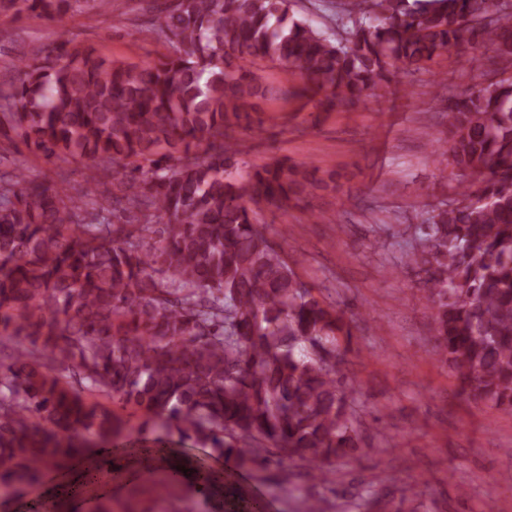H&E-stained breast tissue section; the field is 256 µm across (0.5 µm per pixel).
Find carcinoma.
Listing matches in <instances>:
<instances>
[{
  "label": "carcinoma",
  "mask_w": 512,
  "mask_h": 512,
  "mask_svg": "<svg viewBox=\"0 0 512 512\" xmlns=\"http://www.w3.org/2000/svg\"><path fill=\"white\" fill-rule=\"evenodd\" d=\"M85 3L0 0V15L60 19ZM157 60H112L62 42L21 58L0 86V153L24 145L84 170L89 202L0 172V491L38 485L93 444L114 452L141 415L243 468L332 482L361 447L344 368L356 315L318 299L255 210L309 194L304 164L235 177L233 137L273 94L252 71L304 79L296 101L324 112L445 53L497 79L451 102V202L429 212L407 254L458 393L512 413V0H338L342 32L290 14L288 0H151ZM187 475L152 479L168 500Z\"/></svg>",
  "instance_id": "carcinoma-1"
}]
</instances>
